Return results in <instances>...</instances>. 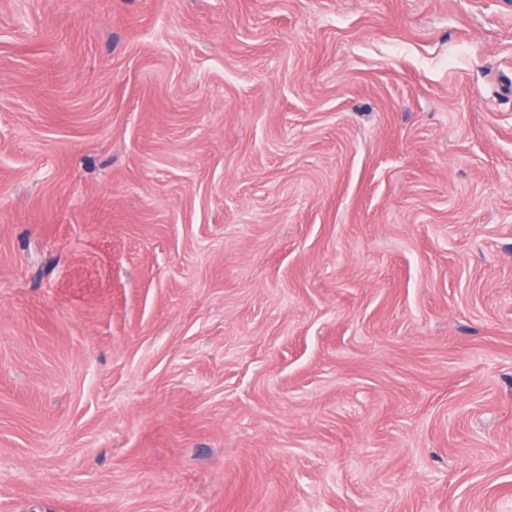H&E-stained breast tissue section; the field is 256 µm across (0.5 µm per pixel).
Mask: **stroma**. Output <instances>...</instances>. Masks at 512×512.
Segmentation results:
<instances>
[{
    "mask_svg": "<svg viewBox=\"0 0 512 512\" xmlns=\"http://www.w3.org/2000/svg\"><path fill=\"white\" fill-rule=\"evenodd\" d=\"M0 512H512V0H0Z\"/></svg>",
    "mask_w": 512,
    "mask_h": 512,
    "instance_id": "35a3bbf8",
    "label": "stroma"
}]
</instances>
